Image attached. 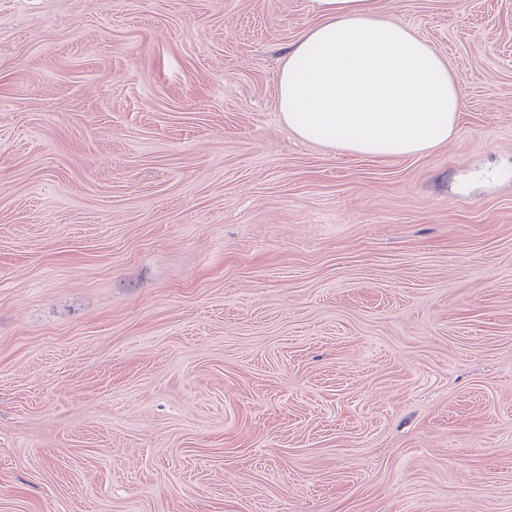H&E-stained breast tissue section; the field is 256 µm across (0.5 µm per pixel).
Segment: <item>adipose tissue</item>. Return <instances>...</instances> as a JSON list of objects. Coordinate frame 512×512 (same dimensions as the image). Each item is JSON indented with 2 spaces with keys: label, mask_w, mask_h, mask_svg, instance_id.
<instances>
[{
  "label": "adipose tissue",
  "mask_w": 512,
  "mask_h": 512,
  "mask_svg": "<svg viewBox=\"0 0 512 512\" xmlns=\"http://www.w3.org/2000/svg\"><path fill=\"white\" fill-rule=\"evenodd\" d=\"M317 17L278 80L282 118L300 139L369 156L444 144L462 98L447 62L408 29L379 19V0H312Z\"/></svg>",
  "instance_id": "1"
}]
</instances>
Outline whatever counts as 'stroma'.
<instances>
[{
    "label": "stroma",
    "instance_id": "obj_1",
    "mask_svg": "<svg viewBox=\"0 0 512 512\" xmlns=\"http://www.w3.org/2000/svg\"><path fill=\"white\" fill-rule=\"evenodd\" d=\"M464 109L299 139L311 0H0V512H512V0H381Z\"/></svg>",
    "mask_w": 512,
    "mask_h": 512
}]
</instances>
